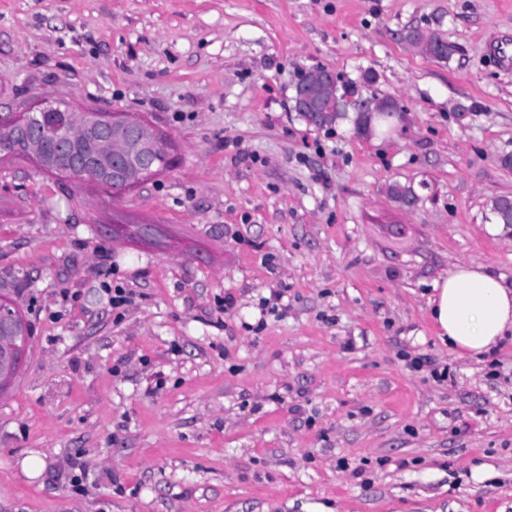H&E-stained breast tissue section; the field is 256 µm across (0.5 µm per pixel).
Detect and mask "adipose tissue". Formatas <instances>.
<instances>
[{
    "label": "adipose tissue",
    "instance_id": "obj_1",
    "mask_svg": "<svg viewBox=\"0 0 512 512\" xmlns=\"http://www.w3.org/2000/svg\"><path fill=\"white\" fill-rule=\"evenodd\" d=\"M430 317L461 356L492 353L512 331V289L482 266L460 265L434 285Z\"/></svg>",
    "mask_w": 512,
    "mask_h": 512
}]
</instances>
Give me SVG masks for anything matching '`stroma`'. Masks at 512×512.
Masks as SVG:
<instances>
[{"label": "stroma", "instance_id": "1", "mask_svg": "<svg viewBox=\"0 0 512 512\" xmlns=\"http://www.w3.org/2000/svg\"><path fill=\"white\" fill-rule=\"evenodd\" d=\"M317 65L374 73L398 124H308ZM46 100L137 116L176 163L115 197L0 159L31 331L0 512H512V341L461 358L428 314L457 265L512 286V0H0V114ZM405 38L411 43L421 44L422 51H426L432 54L437 59H448L452 55V47L448 45L441 37L437 35H425L421 33L417 29H412L407 32ZM415 44V45H417ZM429 45L431 50L428 51L425 49V46ZM437 45L442 46V51L439 53L436 51L435 47ZM419 46V45H417Z\"/></svg>", "mask_w": 512, "mask_h": 512}]
</instances>
